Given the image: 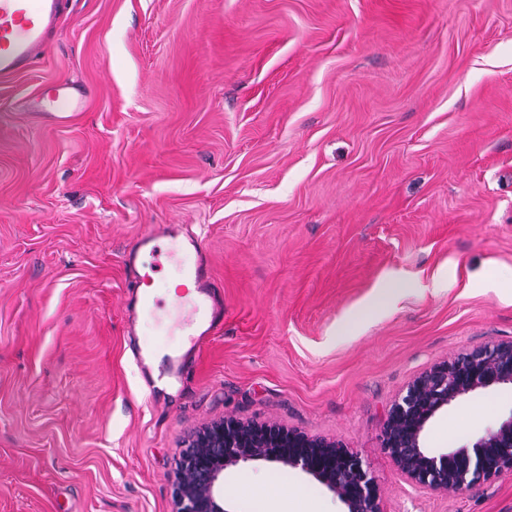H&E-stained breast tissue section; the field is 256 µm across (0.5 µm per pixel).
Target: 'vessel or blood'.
Returning <instances> with one entry per match:
<instances>
[{
    "label": "vessel or blood",
    "instance_id": "vessel-or-blood-1",
    "mask_svg": "<svg viewBox=\"0 0 512 512\" xmlns=\"http://www.w3.org/2000/svg\"><path fill=\"white\" fill-rule=\"evenodd\" d=\"M68 0H0V79L5 80L33 64L46 47L47 36ZM168 235L180 237L181 262L197 288L192 308H185L183 296H174L170 304L185 310L184 321L190 331L185 335L186 352L158 355L156 350L137 347L134 358L149 375L151 393L171 390L183 382V365L187 351L201 348L215 329L224 322V299L214 282L207 263L203 239L181 234L178 227L167 229Z\"/></svg>",
    "mask_w": 512,
    "mask_h": 512
}]
</instances>
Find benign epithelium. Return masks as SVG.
I'll list each match as a JSON object with an SVG mask.
<instances>
[{
    "label": "benign epithelium",
    "instance_id": "1",
    "mask_svg": "<svg viewBox=\"0 0 512 512\" xmlns=\"http://www.w3.org/2000/svg\"><path fill=\"white\" fill-rule=\"evenodd\" d=\"M504 384L512 385V343L486 345L435 365L390 406L381 447L409 482L433 491H459L512 469V417L470 447L435 454L421 446L423 431L439 411L465 395ZM254 461L311 476L345 512H383L375 481L356 451L277 422L244 423L232 416L202 427L189 440L173 483V512H229L224 471Z\"/></svg>",
    "mask_w": 512,
    "mask_h": 512
}]
</instances>
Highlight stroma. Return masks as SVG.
Wrapping results in <instances>:
<instances>
[{
    "label": "stroma",
    "instance_id": "obj_1",
    "mask_svg": "<svg viewBox=\"0 0 512 512\" xmlns=\"http://www.w3.org/2000/svg\"><path fill=\"white\" fill-rule=\"evenodd\" d=\"M161 224L202 234L224 326L150 404L123 256ZM157 246L136 337L166 352L181 275ZM511 342L512 0H68L0 80V512H172L184 440L229 415L356 450L384 512H512L510 470L434 493L381 447L415 377ZM511 417V385L480 390L422 443ZM266 490L344 512L276 463L224 474L227 512ZM399 289L398 284L392 280H386L378 289L374 298L368 302L355 316L348 320L349 325L355 324L360 318L381 308L386 301Z\"/></svg>",
    "mask_w": 512,
    "mask_h": 512
}]
</instances>
